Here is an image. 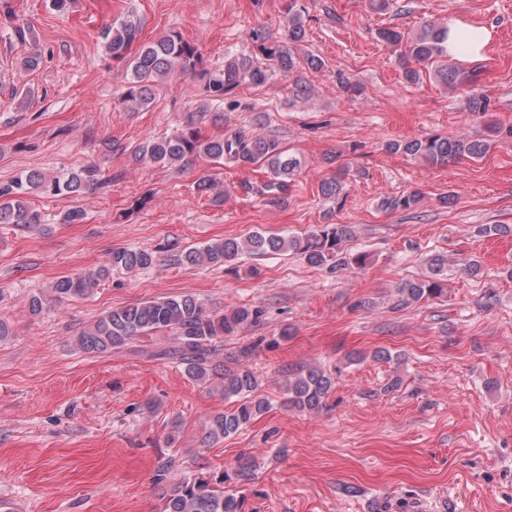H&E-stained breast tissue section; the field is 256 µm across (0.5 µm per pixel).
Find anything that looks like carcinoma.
<instances>
[{
	"mask_svg": "<svg viewBox=\"0 0 512 512\" xmlns=\"http://www.w3.org/2000/svg\"><path fill=\"white\" fill-rule=\"evenodd\" d=\"M298 0H288L285 30L274 39L261 30H252L249 38L254 55L229 57L222 73L209 77L207 91L224 96L243 82L254 85L266 83L272 73L289 75L299 62L291 45L303 40L306 29L304 10L295 8ZM140 24L123 20L104 28L101 39L105 53L126 65L130 75L124 103L132 110L142 108L154 97L157 83L177 71L193 70L201 63L198 45L185 39L178 30H170L159 38L140 42ZM378 39L398 52L402 76L409 84L423 81L428 73L442 84L454 88L469 81V76L448 66L447 27L425 23L419 32L409 36L394 29H381ZM259 55L268 65L254 64ZM490 139L473 141L466 136H428L408 141H393L388 149L413 158H421L435 166H445L463 158L475 159L485 155L497 135L512 137V127H489ZM139 160L182 170L189 162L201 159L219 163L228 161L243 165L259 164L271 176L268 190L283 188L299 175L300 160L287 153L275 138L250 136L236 132L229 136L207 138L202 135L198 120H192L180 132L140 144L135 149ZM349 167L340 165L336 175L321 186L322 194L338 198ZM98 183L97 171L81 169L62 176L46 177L40 171L22 172L0 183V224H10L27 231L45 230L46 220L41 212L29 205L27 197L41 189L56 195L72 197L89 190ZM353 236L349 224H320L312 232L301 236H283L255 233L244 240L217 239L202 249H188L174 255L173 262L191 265H223L239 255H265L292 252L311 267L366 264L362 252L351 261L340 258L344 243ZM156 252L149 249L121 248L112 251L106 266L89 269L55 280L50 295L63 303L89 297L100 282L112 271L137 272L155 266ZM448 259L435 255L428 260V275L408 280L397 288L402 305L418 303L423 299L439 298L446 294ZM263 310L258 306L242 305L229 312L218 313L207 308L198 297L185 294L144 301L124 308L113 309L82 329L76 338L79 349L87 354H102L120 349L144 336L170 332L174 346L161 355L174 358L185 365L192 380L212 386L226 400L238 399L234 408L213 415L206 428L205 439L211 442L246 428L268 410V401L256 395L258 379L247 366L230 367L217 364L221 341L226 336L260 321ZM335 384L333 375L321 367L309 366L285 381L288 406L300 411L318 412ZM162 512H245V498L224 491V478L182 479L172 484L165 495Z\"/></svg>",
	"mask_w": 512,
	"mask_h": 512,
	"instance_id": "1",
	"label": "carcinoma"
}]
</instances>
